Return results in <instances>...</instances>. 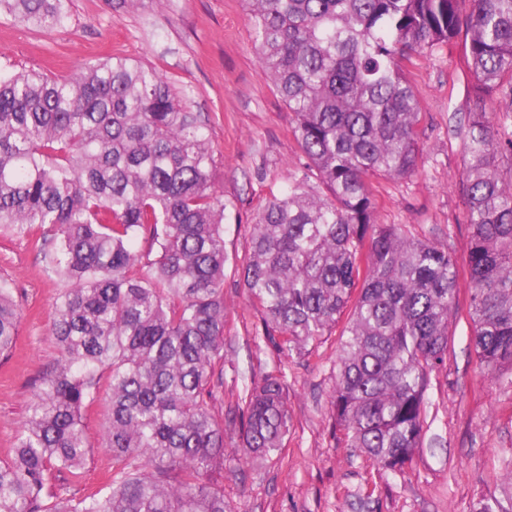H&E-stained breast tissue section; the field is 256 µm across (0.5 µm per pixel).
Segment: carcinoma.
Listing matches in <instances>:
<instances>
[{
    "label": "carcinoma",
    "instance_id": "carcinoma-1",
    "mask_svg": "<svg viewBox=\"0 0 512 512\" xmlns=\"http://www.w3.org/2000/svg\"><path fill=\"white\" fill-rule=\"evenodd\" d=\"M263 75L292 115L306 162L257 214L239 285L282 352L340 334L331 402L347 444L397 474L427 431L431 372L448 354L459 271L446 249L373 220L371 179L419 168L421 106L406 64L459 29V0H244ZM479 95L464 136L470 229L467 317L481 370L512 378V180L484 98H512V0H471ZM0 14L62 26L69 0H0ZM207 120L152 66L119 55L69 77L0 74V232L31 236L66 288L53 303V368L13 455L0 512H229L224 486V202ZM317 178L327 194L310 191ZM148 237L155 259L135 241ZM21 309L0 281V355ZM109 379L105 487L61 494L83 474V414ZM255 461L281 453L287 385L268 373L240 397ZM473 512H512V488Z\"/></svg>",
    "mask_w": 512,
    "mask_h": 512
}]
</instances>
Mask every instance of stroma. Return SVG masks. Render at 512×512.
<instances>
[{"mask_svg": "<svg viewBox=\"0 0 512 512\" xmlns=\"http://www.w3.org/2000/svg\"><path fill=\"white\" fill-rule=\"evenodd\" d=\"M120 54L156 68L208 119L215 152L213 179L224 204V244L241 260L253 218L278 193L303 155L291 116L263 76L243 0H139L107 7L104 0H72L68 22L51 31L0 16V72L34 70L69 76L86 64ZM469 42L457 35L410 65L421 102L420 167L394 180L376 177L374 221L401 224L409 236L448 248L465 265L470 234L462 195L467 97L474 81ZM512 98L487 103L499 143L498 172L512 178V125L501 117ZM12 282L23 318L8 357L0 358V461L10 458L27 419L38 380L56 358L52 303L62 289L30 238L0 234V280ZM467 277H460L459 312L448 323V356L430 375L428 421L411 464L394 475L348 447L331 408L339 336L309 354H285L265 335L263 314L247 299L233 270L224 279V413L228 444L224 500L233 512H471L499 495L512 479V384L482 376L465 310ZM282 373L291 428L277 458L255 466L239 445L237 393L244 376ZM91 447L82 477L58 478L78 497L101 486L112 457L101 446L100 415L86 413Z\"/></svg>", "mask_w": 512, "mask_h": 512, "instance_id": "1", "label": "stroma"}]
</instances>
